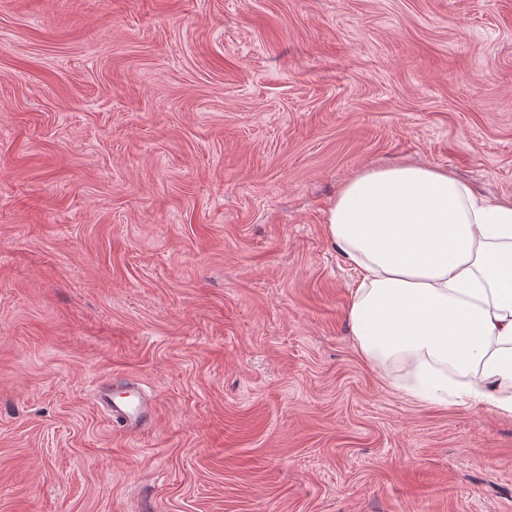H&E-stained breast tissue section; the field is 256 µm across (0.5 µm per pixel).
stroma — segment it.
Masks as SVG:
<instances>
[{"label":"stroma","instance_id":"stroma-1","mask_svg":"<svg viewBox=\"0 0 512 512\" xmlns=\"http://www.w3.org/2000/svg\"><path fill=\"white\" fill-rule=\"evenodd\" d=\"M396 163L512 195V0H0V512H512V418L350 331ZM95 396L112 418V423L124 432L141 433L154 421V404L137 392L126 390L113 394L112 385L103 383L96 386Z\"/></svg>","mask_w":512,"mask_h":512}]
</instances>
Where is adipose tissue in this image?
Returning <instances> with one entry per match:
<instances>
[{"instance_id": "adipose-tissue-1", "label": "adipose tissue", "mask_w": 512, "mask_h": 512, "mask_svg": "<svg viewBox=\"0 0 512 512\" xmlns=\"http://www.w3.org/2000/svg\"><path fill=\"white\" fill-rule=\"evenodd\" d=\"M361 274L350 327L366 360H414L415 397L449 373L466 402L512 417V196L485 200L451 171L396 164L348 180L325 215Z\"/></svg>"}]
</instances>
